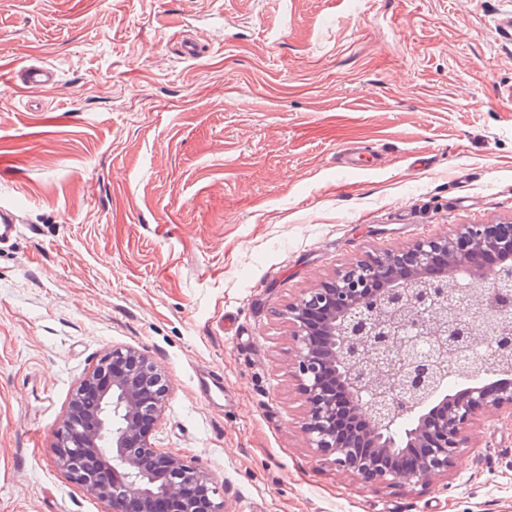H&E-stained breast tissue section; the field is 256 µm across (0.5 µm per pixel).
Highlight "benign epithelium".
Returning <instances> with one entry per match:
<instances>
[{"label":"benign epithelium","instance_id":"obj_1","mask_svg":"<svg viewBox=\"0 0 512 512\" xmlns=\"http://www.w3.org/2000/svg\"><path fill=\"white\" fill-rule=\"evenodd\" d=\"M311 447L366 483L421 485L448 473L481 414L512 416V224H461L446 237L356 260L286 309ZM330 375L342 396L324 384ZM455 378L456 389L448 387ZM92 397L93 426L76 411ZM168 395L134 349L79 382L54 435L57 467L104 512H222L211 479L150 441ZM421 448L415 462L405 458Z\"/></svg>","mask_w":512,"mask_h":512}]
</instances>
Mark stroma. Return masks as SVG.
<instances>
[{"mask_svg":"<svg viewBox=\"0 0 512 512\" xmlns=\"http://www.w3.org/2000/svg\"><path fill=\"white\" fill-rule=\"evenodd\" d=\"M507 7L0 0V202L21 217L0 245V512H103L52 447L78 382L125 348L169 381L152 444L223 512H512L503 415L424 485L337 470L302 430L285 316L355 260L512 224ZM38 62L54 84L7 88Z\"/></svg>","mask_w":512,"mask_h":512,"instance_id":"obj_1","label":"stroma"}]
</instances>
